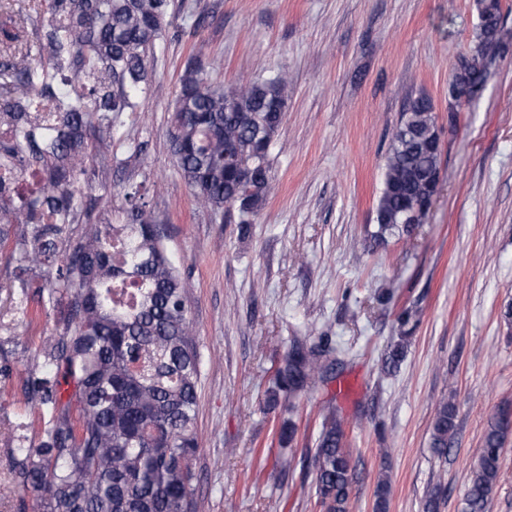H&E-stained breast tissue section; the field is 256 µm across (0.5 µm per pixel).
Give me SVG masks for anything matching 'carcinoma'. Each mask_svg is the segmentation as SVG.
<instances>
[{"label": "carcinoma", "mask_w": 512, "mask_h": 512, "mask_svg": "<svg viewBox=\"0 0 512 512\" xmlns=\"http://www.w3.org/2000/svg\"><path fill=\"white\" fill-rule=\"evenodd\" d=\"M170 0H44L36 52L27 26L0 13V246L18 244L16 279L39 267L48 296L66 303L63 333L44 347L38 375L26 380L29 402L48 413L36 445L8 436L21 495L38 512H196L192 461L201 352L186 307L188 284L165 245L140 189L126 193L123 224H88L73 244L64 234L82 204L86 161L110 150L116 121L139 107ZM486 23L458 58L453 80H484L491 43H512L500 0H477ZM170 117L172 158L199 205L234 207L239 234L264 206L272 164L262 145L282 121L290 81L280 73L228 87L198 56L185 64ZM432 100L421 94L401 113L384 157L378 231L409 236L431 208L441 172ZM29 172L40 187L18 201ZM326 341L294 336L268 407L293 401L323 379L333 362ZM456 409L442 404L430 448L448 453ZM346 422L335 405L323 413L312 467L324 512H349L353 482ZM512 418L500 413L485 431L462 512H488Z\"/></svg>", "instance_id": "obj_1"}]
</instances>
